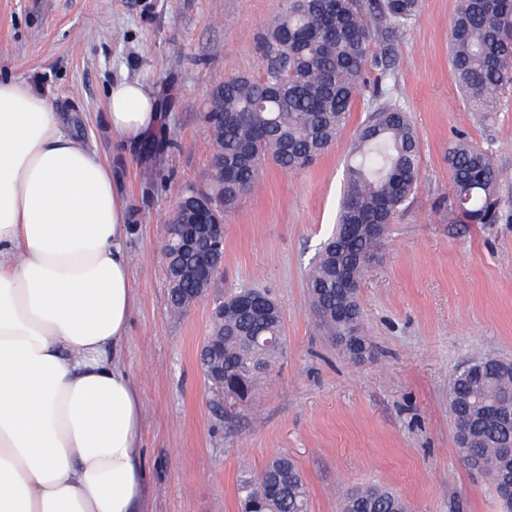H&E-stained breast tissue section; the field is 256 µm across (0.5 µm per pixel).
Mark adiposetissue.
<instances>
[{
    "mask_svg": "<svg viewBox=\"0 0 512 512\" xmlns=\"http://www.w3.org/2000/svg\"><path fill=\"white\" fill-rule=\"evenodd\" d=\"M162 121L149 83L112 85L116 141ZM127 222L97 151L0 77V512H143L141 397L115 355L136 303Z\"/></svg>",
    "mask_w": 512,
    "mask_h": 512,
    "instance_id": "ef3b65f1",
    "label": "adipose tissue"
}]
</instances>
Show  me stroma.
Returning <instances> with one entry per match:
<instances>
[{
    "label": "stroma",
    "instance_id": "obj_1",
    "mask_svg": "<svg viewBox=\"0 0 512 512\" xmlns=\"http://www.w3.org/2000/svg\"><path fill=\"white\" fill-rule=\"evenodd\" d=\"M285 0H0V75L29 83L109 164L128 215L137 306L121 360L142 399L145 512H239L243 469L279 453L301 469L310 512H339V489L380 484L411 512H502L489 480L456 450L448 390L478 358L512 361V184L496 224L449 212L456 133L512 172V95L486 120L452 80L448 31L458 0H422L419 16L376 39L349 119L313 166H271L224 221V274L184 315L169 308L161 245L177 196L203 186L212 152L204 102L227 72L257 75L259 39ZM154 88L162 125L117 146L106 125L112 83ZM399 104L416 129L417 189L394 216L360 286L373 358L353 362L306 305V272L330 234L344 166L369 114ZM268 289L286 357L248 404L215 411L196 352L216 301Z\"/></svg>",
    "mask_w": 512,
    "mask_h": 512
}]
</instances>
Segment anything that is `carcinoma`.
<instances>
[{"label":"carcinoma","instance_id":"1","mask_svg":"<svg viewBox=\"0 0 512 512\" xmlns=\"http://www.w3.org/2000/svg\"><path fill=\"white\" fill-rule=\"evenodd\" d=\"M420 0H288L260 38L261 73L230 75L206 97L212 158L206 190L235 211L255 192L268 164L288 172L313 165L346 125L363 82L364 64L374 37L406 26L419 13ZM453 79L473 112H494L500 95L512 90V0H458L449 29ZM452 171L451 206L468 224H495L500 219V184L507 173L491 156L458 138L448 144ZM234 180L220 181V168ZM420 144L407 112L384 103L369 115L347 158L343 195L331 235L324 241L307 274L311 315L349 359L372 354L364 330L359 289L336 284V253L344 226L361 224L354 241L357 253L378 249L381 241L365 229L388 224L415 193L419 181ZM243 295L265 305L244 312L233 307ZM199 300L186 279L169 289L171 312L180 315ZM277 301L259 288H244L224 299V380H244L259 389L287 338ZM261 342L282 340L272 348L251 350L244 337ZM451 406L472 429V443L457 447L465 463L481 466L512 512V497L503 480L512 474V455L502 444L512 440V426L484 419L494 392L512 388V363L480 359L457 373ZM243 512H309V490L296 464L284 454L272 456L256 474L240 479ZM339 512H408L395 493L369 485L346 493Z\"/></svg>","mask_w":512,"mask_h":512}]
</instances>
